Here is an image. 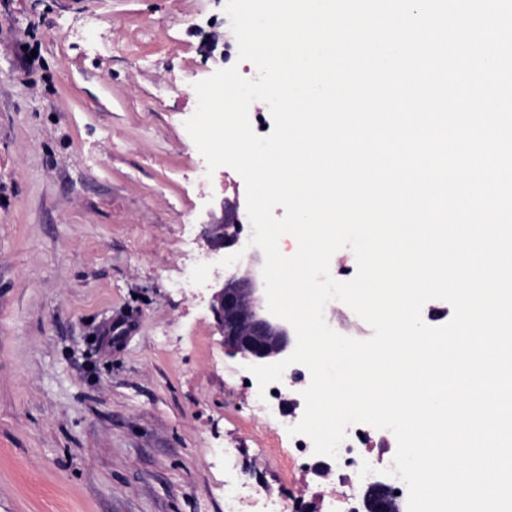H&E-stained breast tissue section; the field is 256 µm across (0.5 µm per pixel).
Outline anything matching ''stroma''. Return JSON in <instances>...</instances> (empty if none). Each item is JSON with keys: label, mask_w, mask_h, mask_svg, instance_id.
<instances>
[{"label": "stroma", "mask_w": 512, "mask_h": 512, "mask_svg": "<svg viewBox=\"0 0 512 512\" xmlns=\"http://www.w3.org/2000/svg\"><path fill=\"white\" fill-rule=\"evenodd\" d=\"M235 41L224 0H0V512L332 510L181 288L246 200L184 127Z\"/></svg>", "instance_id": "35a3bbf8"}]
</instances>
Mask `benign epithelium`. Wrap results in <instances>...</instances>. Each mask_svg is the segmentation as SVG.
<instances>
[{"mask_svg":"<svg viewBox=\"0 0 512 512\" xmlns=\"http://www.w3.org/2000/svg\"><path fill=\"white\" fill-rule=\"evenodd\" d=\"M242 230L235 204L221 222L208 225L210 251L222 258L227 252H237ZM263 259L259 248L250 247L235 264L231 276L226 278L223 270L216 269L217 288L213 289L209 302L225 351L252 365L281 361L291 355L293 345L291 325L267 309ZM363 504L367 512H400L399 502L381 485L366 489Z\"/></svg>","mask_w":512,"mask_h":512,"instance_id":"1","label":"benign epithelium"}]
</instances>
